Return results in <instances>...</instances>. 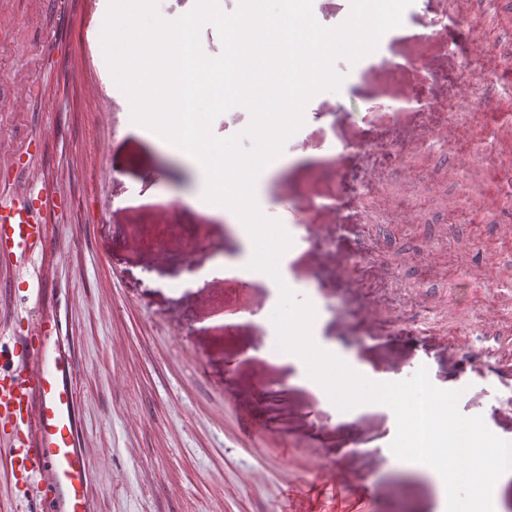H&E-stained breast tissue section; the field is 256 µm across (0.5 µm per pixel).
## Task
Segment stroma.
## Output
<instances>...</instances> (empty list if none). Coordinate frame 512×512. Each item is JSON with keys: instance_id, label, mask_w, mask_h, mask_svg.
I'll use <instances>...</instances> for the list:
<instances>
[{"instance_id": "obj_1", "label": "stroma", "mask_w": 512, "mask_h": 512, "mask_svg": "<svg viewBox=\"0 0 512 512\" xmlns=\"http://www.w3.org/2000/svg\"><path fill=\"white\" fill-rule=\"evenodd\" d=\"M36 0H0V20L19 30L0 58L13 79L17 127L54 137L51 160L72 198L55 226L53 283L66 306V350L92 470L112 471L95 512H354L370 496L376 512H444L446 488L431 473L396 461L394 418L372 407L352 428L295 371L259 355L265 325L224 321L237 308H275L271 288L239 289L215 278L185 280L244 246L232 221L195 208L192 165L135 132L113 94L72 104L38 96L27 62L37 28L54 18ZM475 57L453 54L442 36L448 0H429L407 25L418 43L389 45L387 62L412 59L393 80L385 65L335 69L338 91L316 95L304 125L256 187L261 212L281 219L307 204L316 278L323 285L320 343L350 355L387 382L427 368L433 385L460 391L458 408L512 440V385L472 359L491 348L512 361V82L488 79L512 62V0H462ZM469 85L468 102L458 92ZM429 98L422 112L414 96ZM352 142L339 160L336 138ZM328 199L329 209L313 201ZM496 320H489V313ZM340 487L317 492L324 469Z\"/></svg>"}]
</instances>
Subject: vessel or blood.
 Instances as JSON below:
<instances>
[{"label": "vessel or blood", "mask_w": 512, "mask_h": 512, "mask_svg": "<svg viewBox=\"0 0 512 512\" xmlns=\"http://www.w3.org/2000/svg\"><path fill=\"white\" fill-rule=\"evenodd\" d=\"M467 26L461 9L452 8L445 25L448 43L470 56L476 44L460 38ZM406 37L405 27L390 30L360 67L375 68L384 59L383 48ZM42 147L39 136L19 137L0 163V283L9 282L15 296L29 303L26 335L0 342V473L23 495L27 512H94L73 390L78 367L58 347L61 301L46 295L56 264L52 219L63 201L28 177ZM302 213L296 205L286 210L293 239L285 266L289 276L307 245Z\"/></svg>", "instance_id": "vessel-or-blood-1"}]
</instances>
